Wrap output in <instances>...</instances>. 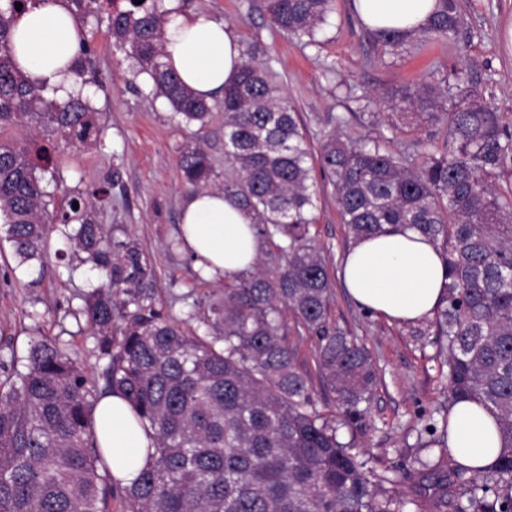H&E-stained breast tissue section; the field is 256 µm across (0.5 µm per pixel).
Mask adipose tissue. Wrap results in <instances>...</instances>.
<instances>
[{
  "mask_svg": "<svg viewBox=\"0 0 512 512\" xmlns=\"http://www.w3.org/2000/svg\"><path fill=\"white\" fill-rule=\"evenodd\" d=\"M369 30H395L407 35L424 27L436 0H350ZM81 37L62 0L42 4L14 24V56L19 68L55 89L59 97L73 90L74 77L64 73ZM166 62L194 92L219 93L237 73L242 60L238 34L228 25L203 16L173 15L165 27ZM251 213L221 191L190 195L183 208L181 236L201 274L232 280L251 270L261 249ZM340 276L351 299L363 310L398 323L415 324L443 304L446 267L435 244L413 229L357 241L341 262ZM95 434L115 475L131 484L139 466L128 463L133 450L153 442L119 396L102 398L95 412ZM446 445L459 463L485 473L498 457L501 440L493 413L473 400L453 405L448 413Z\"/></svg>",
  "mask_w": 512,
  "mask_h": 512,
  "instance_id": "ef3b65f1",
  "label": "adipose tissue"
}]
</instances>
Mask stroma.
<instances>
[{
    "label": "stroma",
    "instance_id": "stroma-1",
    "mask_svg": "<svg viewBox=\"0 0 512 512\" xmlns=\"http://www.w3.org/2000/svg\"><path fill=\"white\" fill-rule=\"evenodd\" d=\"M461 27L457 38L428 45L409 42L398 52H384L374 33L348 7L335 10L313 45L271 29L264 0H178L184 14L202 15L231 26L243 48H258L257 61L300 114L312 147L328 129V114L346 116L345 134L383 135L398 155L415 160L423 148L415 136L395 134L393 116L382 99L391 89L412 85L425 72L463 71L471 86L495 106L512 126V53L503 35L512 23V0H457ZM110 0H94L76 14L88 42L83 94L96 112L99 140L58 143L56 177L60 188L90 192L112 183V202L103 221L117 238L132 237L151 264L155 288L166 311L185 318L193 304H204L221 287L204 279L192 255L180 245L181 211L188 191L178 167V153L195 132L174 116L169 103L155 93L137 61L117 49L108 28ZM317 222L310 234L329 258L328 271L338 277L352 241L342 224L333 188L321 173ZM97 282L95 271L76 260L49 257L46 264L19 265L0 225V360L24 359L31 343L48 339L77 358L87 372L99 374L103 362L94 349L80 310L83 297ZM329 319L364 343L382 371L366 416L344 429L351 451L370 458L376 473L413 468L427 458L424 426L436 410L448 406L447 368L430 321L396 324L361 310L335 285ZM288 341L298 365L311 373L317 406L329 419L339 412L334 396L315 376V339L296 323Z\"/></svg>",
    "mask_w": 512,
    "mask_h": 512
}]
</instances>
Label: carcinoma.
<instances>
[{
	"label": "carcinoma",
	"mask_w": 512,
	"mask_h": 512,
	"mask_svg": "<svg viewBox=\"0 0 512 512\" xmlns=\"http://www.w3.org/2000/svg\"><path fill=\"white\" fill-rule=\"evenodd\" d=\"M41 2H0V132L24 122L67 143L95 141L97 118L82 92L48 98L16 64L15 4ZM126 2L109 17L115 46L128 50L174 115L199 125L179 153L186 187L194 193L211 179L203 130L220 108L224 192L253 215L274 264L259 260L252 274L224 282L199 316L205 333L189 335L157 299L138 242L112 237L99 219L112 183L67 193L58 205L43 177L55 169L56 148L0 140V221L14 256L21 265L44 263L58 231L100 272L80 313L105 362L92 377L47 341L31 345L23 372L0 361V512H108L116 493L126 512H441L442 494L431 504L386 496L382 484L405 481L411 470L374 482L368 460L338 439L340 427L363 418L379 378L367 349L329 324L333 282L310 237L315 164L352 240L409 226L443 254L448 284L434 324L445 338L448 403L479 401L501 436L495 467L468 486L454 512H512V183H499L512 165V129L461 72L450 88L435 70L385 97L402 121L394 132L427 133L421 162L390 152L383 136L344 137L345 119L333 114L316 155L255 50L209 103L164 62L163 15L146 0ZM334 2L266 0L265 10L273 28L312 41ZM459 24L456 0H438L419 34L446 40ZM287 313L316 337L317 375L343 414L337 425L316 408L288 344ZM116 393L154 441L130 486L114 477L95 437V408ZM421 466V480L437 491L448 488V475L469 471L457 462L447 469L442 456Z\"/></svg>",
	"instance_id": "carcinoma-1"
}]
</instances>
